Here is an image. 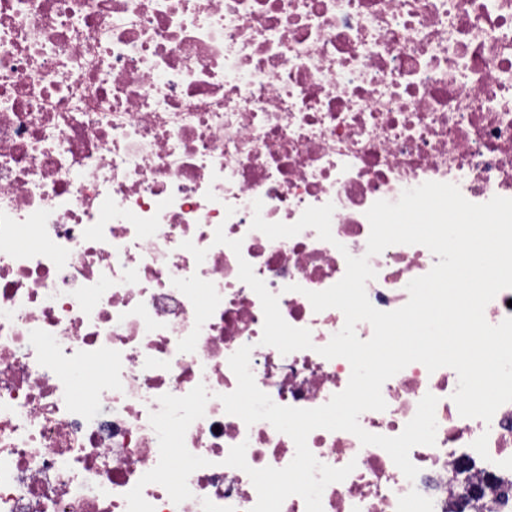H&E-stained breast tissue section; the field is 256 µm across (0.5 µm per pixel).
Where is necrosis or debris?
<instances>
[{"label": "necrosis or debris", "instance_id": "obj_1", "mask_svg": "<svg viewBox=\"0 0 512 512\" xmlns=\"http://www.w3.org/2000/svg\"><path fill=\"white\" fill-rule=\"evenodd\" d=\"M427 181L473 203L512 198V0H0V512H127L125 495L159 461L158 399L205 385L185 435L207 459L156 512H250L257 492L224 463L282 468L295 444L246 425L220 400L229 357L251 346L257 386L279 405L316 408L351 366L318 347L344 325L308 292L367 256V210ZM334 204L333 242L307 228L268 239ZM241 253L214 242L216 228ZM246 259L313 349L261 342ZM370 303L393 311L438 258L421 245L368 256ZM107 365L91 395V367ZM452 368L420 363L387 380L370 433L395 436L425 394L436 443L388 453L345 431L307 444L354 471L323 512H512V402L491 422L461 417Z\"/></svg>", "mask_w": 512, "mask_h": 512}]
</instances>
